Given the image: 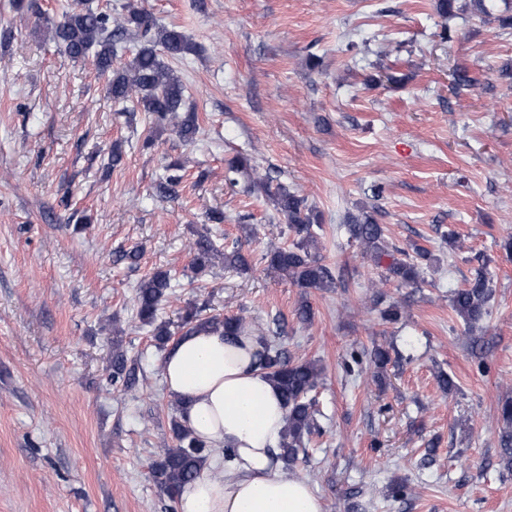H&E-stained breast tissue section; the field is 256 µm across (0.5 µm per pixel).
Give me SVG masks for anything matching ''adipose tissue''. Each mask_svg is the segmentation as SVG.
<instances>
[{
	"instance_id": "adipose-tissue-1",
	"label": "adipose tissue",
	"mask_w": 512,
	"mask_h": 512,
	"mask_svg": "<svg viewBox=\"0 0 512 512\" xmlns=\"http://www.w3.org/2000/svg\"><path fill=\"white\" fill-rule=\"evenodd\" d=\"M257 349L253 333L229 341L203 329L183 334L164 355L166 392L183 401V421L232 452L230 461L206 467L181 488L178 512H323L306 481L272 463L285 410L275 383L255 363Z\"/></svg>"
}]
</instances>
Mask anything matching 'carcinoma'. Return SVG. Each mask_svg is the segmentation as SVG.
<instances>
[{
    "mask_svg": "<svg viewBox=\"0 0 512 512\" xmlns=\"http://www.w3.org/2000/svg\"><path fill=\"white\" fill-rule=\"evenodd\" d=\"M439 14L449 18L458 12L471 10L479 14L490 13L493 5L489 0H437ZM123 21L115 27L109 26V15L89 6L65 12L61 20L51 29L54 43L75 60L89 59L98 76L106 81L108 97L115 103L132 104L148 112L154 123L168 127L186 144L196 141L200 131L197 112L186 105V86L180 76L170 67L169 61L178 60L194 51L189 38L176 27L160 26L151 13L134 3L124 6ZM136 46L135 53L126 62L119 53L126 45ZM251 168L250 159L237 156L226 168L225 178L229 185L236 184L233 175ZM179 165H170L161 177L159 187L166 193L175 191L182 180ZM253 186L261 188L271 199L277 212L288 222L296 237L290 247H274L262 256L267 268L288 280L298 288L300 303L296 310L303 323L313 320L314 312L309 296L314 290L335 287L332 268L316 254L317 232L321 227V216L306 205L305 199L283 185L270 189V177L259 175ZM346 229L354 240L369 255L375 265H386L385 279H393L401 285L418 282L424 268L437 261L427 248L414 245L412 252H393L386 241L384 228L374 215L363 209L347 218ZM192 268L196 273L204 272L220 258L224 267L238 271L250 268V259L241 248L235 246L224 252L218 250L209 231L197 233L189 245ZM177 287L175 278L168 271L156 270L140 280L136 296L135 319L139 326L149 327L159 348L164 349L174 339L170 322L159 320L161 303ZM493 289L485 266H480L466 279L465 285L450 294V306L469 333L489 314V303ZM206 305L189 303L184 307L180 328L224 329V335L232 336L247 329L242 317L221 318L205 316ZM111 380L115 388H130L136 382L135 368L129 364L126 350L119 336L122 330L112 329ZM257 362L262 370L277 385L286 410L285 427L279 445V458L293 465L301 453H306V442L314 434L321 433L316 417L315 398L311 393L322 378L324 368L314 361L293 359L282 347L263 336ZM391 363L389 350L381 345L370 351H352L344 361L346 372L359 375L371 374L376 382H382ZM502 428L499 434L500 458L503 467L512 472V399H505L499 408ZM172 444L160 448L151 464V476L160 491L171 502L169 512H174L179 490L194 481L205 469L207 460L215 449L195 436L180 417L170 421Z\"/></svg>",
    "mask_w": 512,
    "mask_h": 512,
    "instance_id": "1",
    "label": "carcinoma"
}]
</instances>
